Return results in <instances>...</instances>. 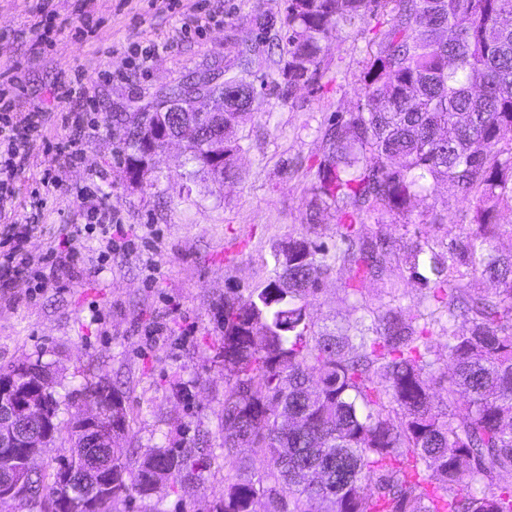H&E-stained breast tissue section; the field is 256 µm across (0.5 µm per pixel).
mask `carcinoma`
Masks as SVG:
<instances>
[{"label": "carcinoma", "mask_w": 512, "mask_h": 512, "mask_svg": "<svg viewBox=\"0 0 512 512\" xmlns=\"http://www.w3.org/2000/svg\"><path fill=\"white\" fill-rule=\"evenodd\" d=\"M391 14L363 77L351 136L324 134L318 200L334 209L340 245L305 235L275 249L274 276L248 295L224 297V495L217 512H512V253L496 242L512 227V0H285L280 20L256 14L266 34L280 26L279 75L291 92L317 81L322 44L368 15ZM224 66L223 179L236 176V128L257 109L256 43H234ZM212 88L192 77L164 92L188 103ZM189 163L213 166L206 144ZM149 147L129 130L118 154L127 170L151 171ZM469 206V222L445 243L415 242L405 266L426 290L421 303L369 311L332 329L311 313L334 268L362 297L392 250L361 235L372 215L414 224L440 186ZM480 281L491 290L476 287ZM442 340L449 369L433 357ZM151 447L131 455L115 442L112 494L94 512H121L131 493L200 478L211 450ZM253 448L255 453L242 454ZM83 452L75 420L60 462ZM470 481H465V478ZM62 491L31 479L44 502Z\"/></svg>", "instance_id": "obj_1"}]
</instances>
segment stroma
<instances>
[{
	"label": "stroma",
	"mask_w": 512,
	"mask_h": 512,
	"mask_svg": "<svg viewBox=\"0 0 512 512\" xmlns=\"http://www.w3.org/2000/svg\"><path fill=\"white\" fill-rule=\"evenodd\" d=\"M199 2L223 13L224 22L185 37L183 15L152 8L149 0H130L125 7L119 0H95L94 15L104 25L90 36L83 32L86 18L78 0H49L67 29L36 62L29 58L35 0H0V66L13 68L26 104L47 112V137L54 141L64 134L52 89L77 72L97 104L83 119L98 126L80 138L81 158L75 165L54 166L50 154L35 149L31 166L16 179L13 200L0 211V234L26 223L44 169L54 168L57 188L30 233L31 261L0 285V365L38 361L50 367L63 424L83 406L86 385L120 382L126 393L128 449L180 448L201 431L208 447L220 448L225 370L219 304L225 292L245 295L264 287L273 275V252L288 236L335 238L330 210L307 217L322 138L337 118L356 111L364 68L383 29L381 17L368 16L341 30L323 50V78L296 88L291 97L266 87L257 110L237 130L238 178L218 181L200 169L183 196L178 182L189 168L185 143L170 146L154 172L133 183L117 158L124 128L105 124L106 114L134 111L159 88L188 76L222 71L228 44L251 39V17L259 12L279 16L285 8L284 0ZM153 40L165 48L146 68H131L123 81L102 78V70L122 65V48ZM81 191L107 196L124 232L116 236L107 265H99V243L91 239L79 262L62 257L47 267L41 256L51 248L64 249L81 221L76 208ZM436 197L445 203L440 223L403 226L373 215L361 232L387 242L398 259L417 236L453 239L468 208L449 201L447 187H440ZM392 282L405 300L423 299V290L403 277L399 263L360 302L348 294L344 274L335 270L321 285L313 316L321 326L354 320L362 306L386 303ZM223 491L224 460L216 454L202 480L158 486L149 496H134L128 510L213 512Z\"/></svg>",
	"instance_id": "1"
}]
</instances>
